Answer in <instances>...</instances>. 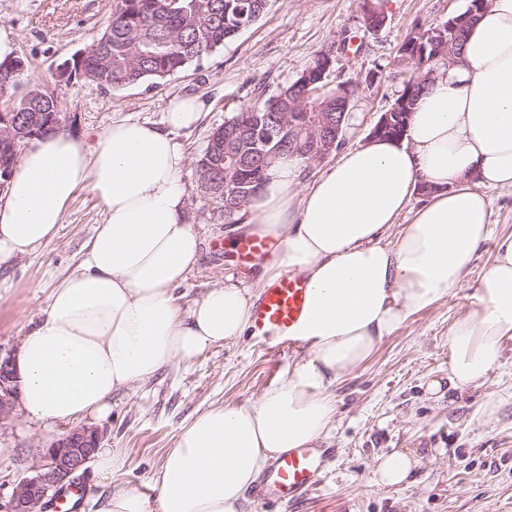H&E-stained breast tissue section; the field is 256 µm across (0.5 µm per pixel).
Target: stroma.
I'll return each instance as SVG.
<instances>
[{
	"label": "stroma",
	"instance_id": "1",
	"mask_svg": "<svg viewBox=\"0 0 512 512\" xmlns=\"http://www.w3.org/2000/svg\"><path fill=\"white\" fill-rule=\"evenodd\" d=\"M358 0H271L267 13L216 52L161 82L103 89L81 79L63 82L61 65L87 52L105 29L114 0H0V29L28 58V84L53 91L63 129L85 145L113 120L159 122L171 99L194 96L205 109L198 124L182 131L189 163L182 175L187 219L202 240L197 266L177 289L188 307L225 277L260 276L257 267L236 262L234 234L214 201L196 190L194 164L212 132L233 113L251 105L258 92L274 94L295 81L314 55L335 37L355 35L357 49L337 56L329 87L355 81L344 143L357 146L382 112L398 98L409 70L396 64L397 50L415 31L462 13L467 0H385V22L366 29ZM492 237L478 251L465 280L447 298L412 316L374 354L345 373L334 390L336 428L323 446L330 464L317 486L295 504L249 502L248 512H512V351L484 384L441 387L448 375V331L476 304L478 285L498 239L512 235V192H487ZM103 219L97 198L78 190L57 236L47 245L0 268V348L19 347L22 336L47 308L56 283L73 272L95 224ZM300 345L281 350L246 334L204 351L191 365L174 364L148 383L112 394V410L98 422L108 447L127 458L117 480L153 498L152 476L182 422L215 405H244L282 379ZM65 422L32 421L24 410L0 423V494L26 475L38 450L65 429ZM401 448L428 454L408 484L379 487L369 478L381 455Z\"/></svg>",
	"mask_w": 512,
	"mask_h": 512
}]
</instances>
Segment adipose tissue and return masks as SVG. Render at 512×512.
Masks as SVG:
<instances>
[{
    "mask_svg": "<svg viewBox=\"0 0 512 512\" xmlns=\"http://www.w3.org/2000/svg\"><path fill=\"white\" fill-rule=\"evenodd\" d=\"M460 57L418 98L402 140L348 148L305 185L300 161L276 163L247 210L251 232L278 238L280 255L257 280L226 278L185 311L175 292L201 240L186 221L187 158L174 134L196 124L203 102L170 100L157 124L113 121L90 147L63 131L24 145L0 203V265L53 240L78 188L103 212L78 269L21 340L22 406L35 420L105 419L113 391L244 336L268 281L296 273L309 288L296 330L305 351L287 376L179 427L153 479L157 509L118 485L97 512H245L268 464L328 438L341 374L463 281L492 234L486 189L512 191V0H491ZM423 183L428 201L400 223ZM390 230L394 244H381ZM511 347L512 235L498 243L478 307L448 331L449 387L483 383ZM421 464L416 451H393L371 481L408 483Z\"/></svg>",
    "mask_w": 512,
    "mask_h": 512,
    "instance_id": "adipose-tissue-1",
    "label": "adipose tissue"
}]
</instances>
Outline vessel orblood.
<instances>
[{
  "instance_id": "obj_1",
  "label": "vessel or blood",
  "mask_w": 512,
  "mask_h": 512,
  "mask_svg": "<svg viewBox=\"0 0 512 512\" xmlns=\"http://www.w3.org/2000/svg\"><path fill=\"white\" fill-rule=\"evenodd\" d=\"M275 240L267 236L248 235L236 244L240 261L256 265L276 249ZM308 285L299 275L288 274L265 288L252 313V329L261 338L283 344L293 343L294 332L306 312ZM329 457L318 448H298L279 456L255 490L265 503L290 504L299 494L318 484Z\"/></svg>"
}]
</instances>
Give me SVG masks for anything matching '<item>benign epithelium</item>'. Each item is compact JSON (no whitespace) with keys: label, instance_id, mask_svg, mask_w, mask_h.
Listing matches in <instances>:
<instances>
[{"label":"benign epithelium","instance_id":"obj_1","mask_svg":"<svg viewBox=\"0 0 512 512\" xmlns=\"http://www.w3.org/2000/svg\"><path fill=\"white\" fill-rule=\"evenodd\" d=\"M363 21L370 29L384 23L382 11L373 0L358 3ZM391 113L384 112L369 133V139H382L393 131ZM298 145L309 158V163L319 165L332 154L340 140L341 130L328 126L317 114L308 115V121L293 126ZM21 403L20 377L15 350L0 349V421L10 418ZM102 435L94 428L72 427L66 429L43 449L31 467L30 474L19 480L6 500L0 499V512H44L48 502L65 487L76 484Z\"/></svg>","mask_w":512,"mask_h":512}]
</instances>
